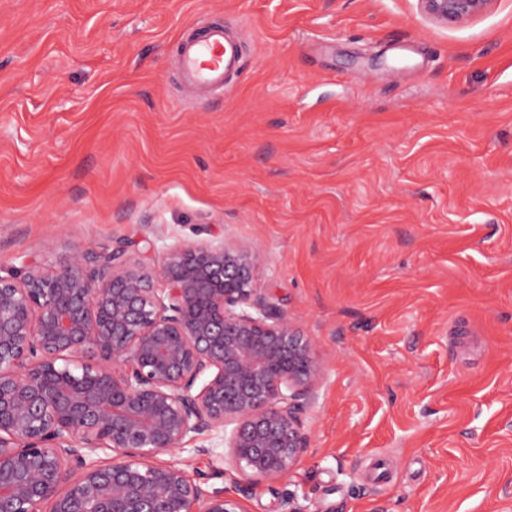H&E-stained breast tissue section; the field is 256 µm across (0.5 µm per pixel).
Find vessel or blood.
Instances as JSON below:
<instances>
[{
    "mask_svg": "<svg viewBox=\"0 0 512 512\" xmlns=\"http://www.w3.org/2000/svg\"><path fill=\"white\" fill-rule=\"evenodd\" d=\"M241 67L240 47L220 24L208 25L203 36L184 43L179 56L181 77L193 88L221 89Z\"/></svg>",
    "mask_w": 512,
    "mask_h": 512,
    "instance_id": "1",
    "label": "vessel or blood"
}]
</instances>
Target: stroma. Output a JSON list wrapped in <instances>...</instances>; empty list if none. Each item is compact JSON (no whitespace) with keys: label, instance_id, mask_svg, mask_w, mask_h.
<instances>
[{"label":"stroma","instance_id":"35a3bbf8","mask_svg":"<svg viewBox=\"0 0 512 512\" xmlns=\"http://www.w3.org/2000/svg\"><path fill=\"white\" fill-rule=\"evenodd\" d=\"M240 75L183 104L186 35ZM413 45L419 65L393 48ZM148 239L250 247L325 363L308 445L244 512H512V0H0V275ZM423 11L438 22H456L483 13L493 0H420Z\"/></svg>","mask_w":512,"mask_h":512}]
</instances>
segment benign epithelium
<instances>
[{"mask_svg": "<svg viewBox=\"0 0 512 512\" xmlns=\"http://www.w3.org/2000/svg\"><path fill=\"white\" fill-rule=\"evenodd\" d=\"M491 2L420 0L438 22ZM131 247L0 276V512H244L158 456L208 432L253 486L306 448L323 360L249 249L202 240L142 264Z\"/></svg>", "mask_w": 512, "mask_h": 512, "instance_id": "obj_1", "label": "benign epithelium"}]
</instances>
